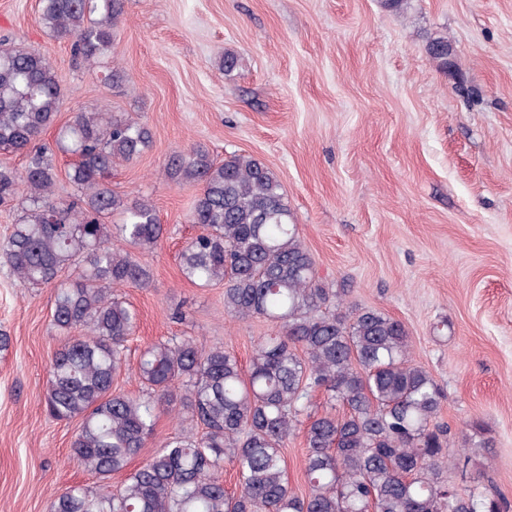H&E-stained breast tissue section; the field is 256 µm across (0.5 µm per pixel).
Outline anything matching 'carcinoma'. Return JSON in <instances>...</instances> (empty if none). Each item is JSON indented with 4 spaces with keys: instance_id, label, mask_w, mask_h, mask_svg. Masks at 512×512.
<instances>
[{
    "instance_id": "carcinoma-1",
    "label": "carcinoma",
    "mask_w": 512,
    "mask_h": 512,
    "mask_svg": "<svg viewBox=\"0 0 512 512\" xmlns=\"http://www.w3.org/2000/svg\"><path fill=\"white\" fill-rule=\"evenodd\" d=\"M124 13L125 0H39L38 22L93 69L112 54ZM427 52L448 68L446 40H430ZM62 101L44 54L0 49V149L27 157L20 172L0 167V206L20 209L0 256L23 285L53 287L52 323L66 337L51 361L46 409L81 420L71 456L104 480L127 469L159 414L178 403L202 432L163 439L115 493L62 490L50 512H507L506 497L483 483L486 468L465 451L448 453L450 429L436 421L442 390L413 363L404 325L376 309L329 310L335 295L316 275L288 198L252 156L217 162L193 147L170 160V177L199 186L192 222L203 227L180 266L191 282L224 284L227 315L264 317L277 331L259 340L246 371L222 345L151 344L136 368L142 394L114 390L136 322L117 289L149 283L136 252L153 250L164 225L149 201L128 200L110 179L152 131L84 111L57 127ZM51 128L55 148H34ZM55 149L75 157L68 179L77 193L65 201L55 198ZM73 265L76 279L61 278ZM315 391L342 415L313 412ZM297 432L307 448L301 496L283 453ZM226 463L236 471L232 493Z\"/></svg>"
}]
</instances>
